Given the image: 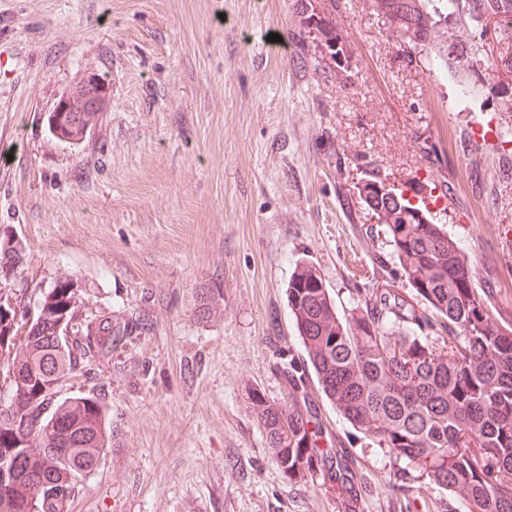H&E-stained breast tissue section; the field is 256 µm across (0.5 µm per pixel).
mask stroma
Returning <instances> with one entry per match:
<instances>
[{
  "mask_svg": "<svg viewBox=\"0 0 512 512\" xmlns=\"http://www.w3.org/2000/svg\"><path fill=\"white\" fill-rule=\"evenodd\" d=\"M347 71L322 80L317 33L297 0H0V239L22 255V303L61 277L85 316L143 320L137 336L85 363L61 397L97 394L111 434L68 512H346L322 474L291 483L248 408L283 401L279 350L305 351L286 288L312 262L339 310L363 305L396 269L368 237L356 186L373 163L388 184L442 182L440 220L468 256L494 318L512 324V166L466 147L498 115L512 141V29L450 19L436 71L373 0H318ZM278 33L282 50L269 48ZM110 106L80 143L48 115L87 73ZM216 289L210 318L201 289ZM305 406L354 476L355 512H464L462 492L412 477L323 396Z\"/></svg>",
  "mask_w": 512,
  "mask_h": 512,
  "instance_id": "stroma-1",
  "label": "stroma"
}]
</instances>
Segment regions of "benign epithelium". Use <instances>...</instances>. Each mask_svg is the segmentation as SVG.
I'll list each match as a JSON object with an SVG mask.
<instances>
[{
  "label": "benign epithelium",
  "mask_w": 512,
  "mask_h": 512,
  "mask_svg": "<svg viewBox=\"0 0 512 512\" xmlns=\"http://www.w3.org/2000/svg\"><path fill=\"white\" fill-rule=\"evenodd\" d=\"M109 104L107 87L90 74L57 102L48 116L49 129L57 139L76 144L86 137Z\"/></svg>",
  "instance_id": "1"
}]
</instances>
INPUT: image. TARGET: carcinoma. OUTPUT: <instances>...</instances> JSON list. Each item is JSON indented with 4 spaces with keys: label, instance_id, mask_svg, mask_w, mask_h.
<instances>
[{
    "label": "carcinoma",
    "instance_id": "obj_1",
    "mask_svg": "<svg viewBox=\"0 0 512 512\" xmlns=\"http://www.w3.org/2000/svg\"><path fill=\"white\" fill-rule=\"evenodd\" d=\"M401 37L421 52L437 46L448 18L459 14L476 28L491 19L512 23V0H373ZM307 28L318 33L326 55L342 65L336 31L313 0H302ZM360 198L377 218L370 237L384 236L399 279L374 288L364 304L342 315L315 266L296 264L286 289L288 308L325 397L363 437L416 468L441 489L462 490L465 512H512V327L499 324L476 288L459 243L414 204L370 172ZM21 253L0 241V298H12L3 271ZM63 277L39 290L35 332L7 337L0 365L22 381L0 388V460L16 469L0 481V512H67L80 478L96 468L109 444L106 406L91 394L54 400L51 384L71 377L89 357L144 324L114 330L112 317L81 318ZM75 326L70 342L56 344L62 317ZM288 401L269 402L254 390L249 399L271 460L283 477L301 482L317 471L354 506L352 475L298 393L304 373L295 360L281 361ZM63 419L68 427L50 426Z\"/></svg>",
    "mask_w": 512,
    "mask_h": 512
}]
</instances>
